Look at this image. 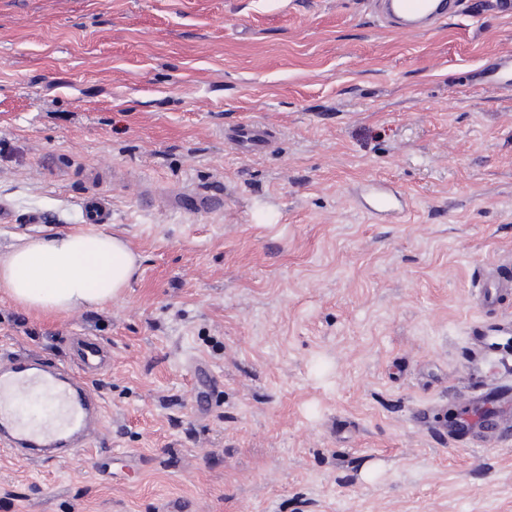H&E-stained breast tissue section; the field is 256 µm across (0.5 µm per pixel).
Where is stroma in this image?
Instances as JSON below:
<instances>
[{
  "instance_id": "obj_1",
  "label": "stroma",
  "mask_w": 512,
  "mask_h": 512,
  "mask_svg": "<svg viewBox=\"0 0 512 512\" xmlns=\"http://www.w3.org/2000/svg\"><path fill=\"white\" fill-rule=\"evenodd\" d=\"M506 52L512 9L470 0L429 33L368 0H0V251L98 193L141 257L105 307L0 295L1 350L110 358L88 449L0 447V512H512V420L443 435L512 381L473 332L512 292L472 291L512 258V96L466 82ZM242 121L276 145L238 153ZM475 289L478 304L484 309H491L497 305L500 297V283L496 281L479 280Z\"/></svg>"
}]
</instances>
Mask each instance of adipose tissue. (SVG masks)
Instances as JSON below:
<instances>
[{"mask_svg": "<svg viewBox=\"0 0 512 512\" xmlns=\"http://www.w3.org/2000/svg\"><path fill=\"white\" fill-rule=\"evenodd\" d=\"M139 268L122 236L96 228L25 237L0 253V294L44 315L98 308L119 298Z\"/></svg>", "mask_w": 512, "mask_h": 512, "instance_id": "1", "label": "adipose tissue"}]
</instances>
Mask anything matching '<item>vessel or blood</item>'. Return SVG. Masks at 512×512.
<instances>
[{"mask_svg":"<svg viewBox=\"0 0 512 512\" xmlns=\"http://www.w3.org/2000/svg\"><path fill=\"white\" fill-rule=\"evenodd\" d=\"M387 26L430 31L456 15L459 0H370ZM483 87L512 93V53L483 66L475 75ZM239 152L259 153L274 138L268 126L240 122L224 130ZM72 349L83 364L80 374L54 363L36 365L33 357L12 354L0 367V444L31 450L34 460L48 462L57 451L87 447L98 433L103 407L89 378L104 364L100 346L73 338Z\"/></svg>","mask_w":512,"mask_h":512,"instance_id":"1","label":"vessel or blood"}]
</instances>
